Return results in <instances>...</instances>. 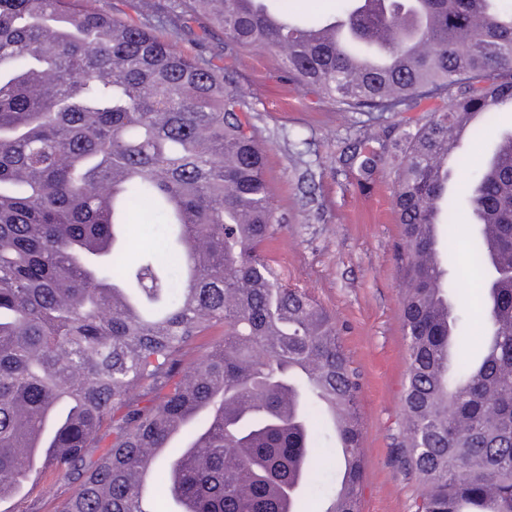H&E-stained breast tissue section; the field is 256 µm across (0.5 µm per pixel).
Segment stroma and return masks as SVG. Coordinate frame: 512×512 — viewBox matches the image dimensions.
I'll return each mask as SVG.
<instances>
[{"instance_id": "stroma-1", "label": "stroma", "mask_w": 512, "mask_h": 512, "mask_svg": "<svg viewBox=\"0 0 512 512\" xmlns=\"http://www.w3.org/2000/svg\"><path fill=\"white\" fill-rule=\"evenodd\" d=\"M100 9L139 22L157 15L198 27L176 0H98ZM223 64L244 89L245 113L265 147L272 201L284 221L267 247L292 287L310 294L336 320L345 351L360 375L365 474L361 512H413L417 476L397 462L407 421V378L401 321V228L393 209L398 170L380 166L369 181L339 168L346 139L372 136L394 124L391 115L343 112L281 78L280 61L261 47L238 51ZM512 131V106L482 125L479 140L453 170L457 204L456 271L448 299L467 314L459 333L475 336L484 321L480 273L470 261L475 228L466 187L502 133Z\"/></svg>"}]
</instances>
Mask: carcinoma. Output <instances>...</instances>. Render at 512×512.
Returning <instances> with one entry per match:
<instances>
[{
  "label": "carcinoma",
  "mask_w": 512,
  "mask_h": 512,
  "mask_svg": "<svg viewBox=\"0 0 512 512\" xmlns=\"http://www.w3.org/2000/svg\"><path fill=\"white\" fill-rule=\"evenodd\" d=\"M96 0H0V500H29L33 467L70 487L58 512H305L320 455L312 411L346 455L323 501L360 490V378L331 314L288 287L264 251L279 219L265 150L243 94L206 49L264 46L283 77L348 112L398 117L442 106L402 135L393 204L405 254L402 324L408 419L399 463L423 490L414 512H512V132L470 181L487 230L476 353L442 366L459 316L428 258L453 272L455 201L438 183L452 133L512 100V10L499 0H343L296 21L287 0H189L201 33L133 23ZM168 26L171 36L158 34ZM393 59L369 62L373 41ZM372 139L338 163L368 181ZM161 218L160 244L126 253L133 213ZM224 334L207 346L197 340ZM265 356L256 355V349ZM186 436L178 456L170 442Z\"/></svg>",
  "instance_id": "obj_1"
}]
</instances>
